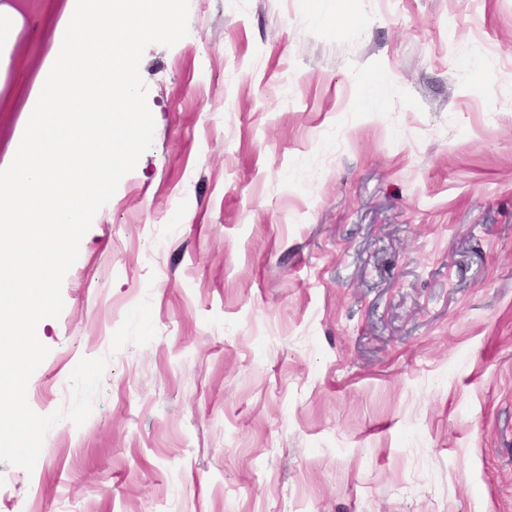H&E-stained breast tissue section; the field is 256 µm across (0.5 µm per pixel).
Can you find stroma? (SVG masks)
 <instances>
[{"label": "stroma", "instance_id": "35a3bbf8", "mask_svg": "<svg viewBox=\"0 0 512 512\" xmlns=\"http://www.w3.org/2000/svg\"><path fill=\"white\" fill-rule=\"evenodd\" d=\"M23 23L0 168L64 32ZM62 283L0 512H512V0H189Z\"/></svg>", "mask_w": 512, "mask_h": 512}]
</instances>
